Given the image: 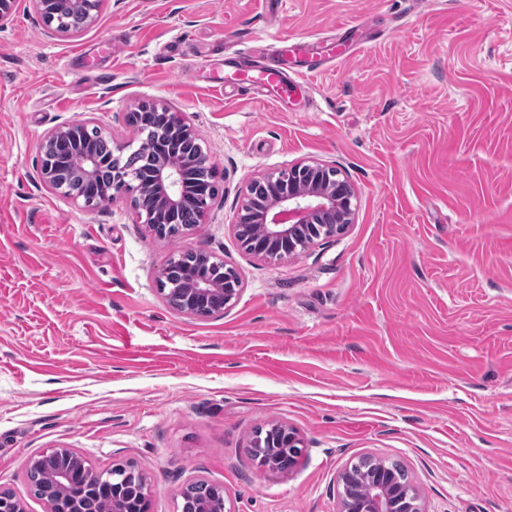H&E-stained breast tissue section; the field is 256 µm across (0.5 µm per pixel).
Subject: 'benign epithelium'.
<instances>
[{
    "instance_id": "1",
    "label": "benign epithelium",
    "mask_w": 512,
    "mask_h": 512,
    "mask_svg": "<svg viewBox=\"0 0 512 512\" xmlns=\"http://www.w3.org/2000/svg\"><path fill=\"white\" fill-rule=\"evenodd\" d=\"M139 109L154 112L162 117L169 134L181 137L196 136L182 114L166 104H142ZM76 164L89 177L95 175L99 158L92 143L86 145ZM206 167L209 159L201 153L193 158L182 155H162L158 163L154 183L142 187L135 176L114 166L112 183L103 198L85 200L83 206H103L123 194L138 197L145 226L157 238H163L165 224L161 217L175 219L185 204L182 194V172L186 165ZM331 169L322 164H298L278 174L257 178L267 185H279L283 191L272 198L257 203L246 201L232 225L239 233L240 223L254 224L255 234L242 241L246 252L259 259H284L296 255L314 239L333 236L346 230L354 220L351 184L337 175H329ZM45 182L55 192L70 196L65 182L58 178L52 163L42 169ZM196 257L183 263L184 272L179 282L170 278L172 266L180 263L177 257L169 259L157 276L158 291L165 300H174L175 309L195 317H212L224 314L242 291V279L238 271L212 254L196 249ZM224 277V288L213 287L212 270ZM250 447L257 449L258 467L286 472L291 470L300 455L301 439L286 425H281L268 439H253ZM28 467L37 471L42 481V500L47 512H73L66 498L67 490L75 484L89 486L82 512L94 510L95 499L112 498L114 512H149L151 485L137 465L132 462L113 465L112 473L105 476L95 472L84 455L74 448L61 446L30 459ZM129 470V475L139 477L138 484L118 479V473ZM340 491L339 512H424L421 498L413 486H400L389 480L386 467L373 466L355 473L345 468L338 475ZM202 482L185 484L179 496L184 501L185 512H226V498L212 492L201 491Z\"/></svg>"
}]
</instances>
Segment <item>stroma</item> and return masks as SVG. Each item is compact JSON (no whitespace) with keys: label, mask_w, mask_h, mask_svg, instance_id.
I'll list each match as a JSON object with an SVG mask.
<instances>
[{"label":"stroma","mask_w":512,"mask_h":512,"mask_svg":"<svg viewBox=\"0 0 512 512\" xmlns=\"http://www.w3.org/2000/svg\"><path fill=\"white\" fill-rule=\"evenodd\" d=\"M366 46L274 104L225 91L224 59L267 35ZM166 103L220 179L188 236L147 234L130 197L50 189L41 144L85 123L135 149L126 116ZM301 162L354 185L355 222L278 261L230 230L251 179ZM235 267L219 317L173 309L182 249ZM296 429L286 473L248 447ZM132 461L149 512L223 486L228 512H338V473L400 461L426 512H512V0H102L74 34L33 0L0 18V489L26 512L29 460Z\"/></svg>","instance_id":"35a3bbf8"}]
</instances>
